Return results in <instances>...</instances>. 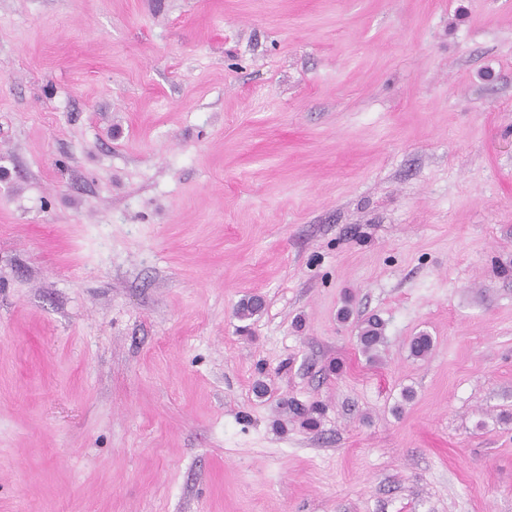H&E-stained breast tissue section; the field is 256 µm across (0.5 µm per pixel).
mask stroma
<instances>
[{"label":"stroma","instance_id":"1","mask_svg":"<svg viewBox=\"0 0 512 512\" xmlns=\"http://www.w3.org/2000/svg\"><path fill=\"white\" fill-rule=\"evenodd\" d=\"M0 512H512V0H0ZM385 339V325L380 319L371 317L360 324L357 336L359 349L370 363L378 361Z\"/></svg>","mask_w":512,"mask_h":512}]
</instances>
